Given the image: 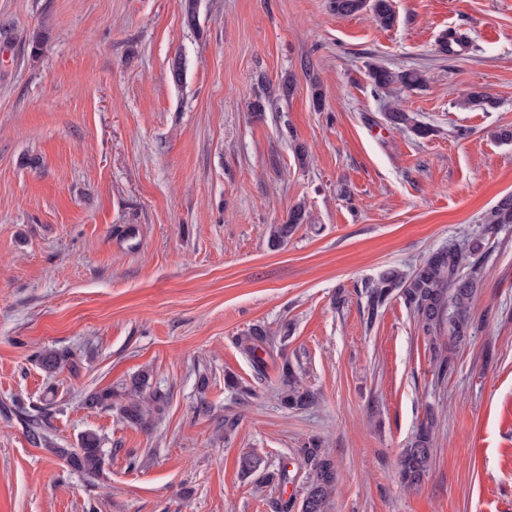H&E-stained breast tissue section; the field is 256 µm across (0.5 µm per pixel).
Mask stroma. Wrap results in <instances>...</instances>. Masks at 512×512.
Masks as SVG:
<instances>
[{
    "instance_id": "35a3bbf8",
    "label": "stroma",
    "mask_w": 512,
    "mask_h": 512,
    "mask_svg": "<svg viewBox=\"0 0 512 512\" xmlns=\"http://www.w3.org/2000/svg\"><path fill=\"white\" fill-rule=\"evenodd\" d=\"M391 3L383 28L328 0H198L192 26L184 0H0V512H277L314 437L331 512H512V224L485 230L512 194V0ZM447 32L463 52H440ZM370 61L426 84L375 93ZM476 88L493 108L464 105ZM397 102L429 137L391 129ZM477 238L473 333L440 381L403 302L368 322L361 287ZM255 325L273 336L259 384L235 342ZM47 349L76 367L47 376ZM286 359L309 409L274 396ZM142 369L169 394L151 432L82 406ZM429 417L430 469L407 488L399 454ZM89 430L93 485L55 454ZM249 451L288 483L243 475ZM305 219L306 214L303 206L293 209L289 213L287 224H275L271 227L270 241L272 244H281L288 238V234L294 229L295 225L302 224Z\"/></svg>"
}]
</instances>
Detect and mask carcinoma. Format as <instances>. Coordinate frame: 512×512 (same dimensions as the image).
<instances>
[{
  "mask_svg": "<svg viewBox=\"0 0 512 512\" xmlns=\"http://www.w3.org/2000/svg\"><path fill=\"white\" fill-rule=\"evenodd\" d=\"M365 8L373 11L381 26L390 28L395 23L390 0H330V9L338 16H351ZM368 76L377 93L388 92L398 84L413 89L423 83L422 75L415 70L396 71L377 63L368 65ZM464 104L483 109L495 106L493 98L484 91L470 92ZM387 118L393 126L408 127L421 138L430 134L429 127L414 122L399 104L390 109ZM305 219L304 207L293 209L287 223L271 227L272 244H281L295 225L303 223ZM499 224H512V195L503 197L487 218L488 227ZM481 248L479 241L465 247L450 244L431 253L408 272L387 268L376 280L365 285L368 321H373L389 300L399 298L430 339L448 333V346L435 349V373L439 382L453 369V357L447 355V351L465 345L473 329L471 306L483 268ZM237 344L251 357L256 375H263L264 359L261 353L266 351L269 344L268 330L255 325L237 338ZM69 360V353L54 349L43 351L38 358L40 368L49 377L62 372ZM277 399L283 408L293 411L305 410L317 402L316 393L304 386L288 359L282 362ZM167 402L168 394L152 386L148 370L131 375L118 389L91 391L82 398V405L86 408L114 411L127 423L145 432L152 429L155 416ZM28 428L33 443L41 445L47 442L46 414L30 419ZM101 443L97 433L88 431L81 435L77 448H58L56 453L67 468L93 484L101 479L104 472L105 453ZM432 453V423H422L400 453L398 466L402 483L414 485L420 482L430 466ZM299 454L307 469L305 492L297 503L283 502L280 512H292L295 507L298 512H329L338 480L333 458L318 439L309 440L299 449ZM239 464L243 473L252 474L261 468L263 459L253 452H246L240 457Z\"/></svg>",
  "mask_w": 512,
  "mask_h": 512,
  "instance_id": "obj_1",
  "label": "carcinoma"
}]
</instances>
